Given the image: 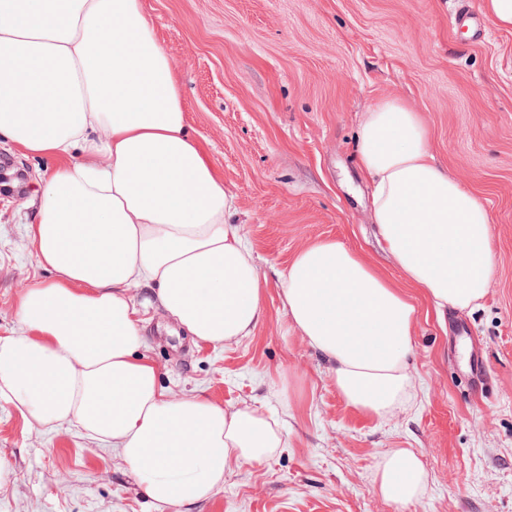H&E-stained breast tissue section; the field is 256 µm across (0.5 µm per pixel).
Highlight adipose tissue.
Returning a JSON list of instances; mask_svg holds the SVG:
<instances>
[{"label":"adipose tissue","instance_id":"adipose-tissue-1","mask_svg":"<svg viewBox=\"0 0 512 512\" xmlns=\"http://www.w3.org/2000/svg\"><path fill=\"white\" fill-rule=\"evenodd\" d=\"M0 136L57 161L27 228L52 278L23 291L19 329L0 335V400L29 426L75 428L115 449L156 503L210 499L229 463L262 461L283 433L263 410L164 387L140 352L141 316L158 310L220 346L254 334L266 281L234 221L236 196L187 131L175 66L142 0H0ZM356 150L404 285L326 240L278 272L279 296L347 404L388 420L416 394L418 311L405 286L440 311L478 305L495 273L492 219L434 162L423 119L404 100L368 109ZM375 486L413 502L426 489L424 464L393 449Z\"/></svg>","mask_w":512,"mask_h":512}]
</instances>
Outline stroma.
Here are the masks:
<instances>
[{"mask_svg": "<svg viewBox=\"0 0 512 512\" xmlns=\"http://www.w3.org/2000/svg\"><path fill=\"white\" fill-rule=\"evenodd\" d=\"M174 62L188 130L239 203L267 279L254 335L213 348L144 322L164 385L232 407H262L286 443L233 465L224 487L185 508L157 505L108 448L77 430L29 428L0 401V456L13 469L0 512H512V30L472 36L451 17L481 0H142ZM424 118L436 162L492 217L495 274L479 308L438 319L424 296L412 406L381 421L348 406L331 365L292 329L276 272L305 245L337 239L392 280L400 274L372 220V182L356 138L381 98ZM23 189L0 193V334L39 267L27 236L31 190L51 160L0 139ZM395 448L420 455L424 495L385 501L373 473Z\"/></svg>", "mask_w": 512, "mask_h": 512, "instance_id": "35a3bbf8", "label": "stroma"}]
</instances>
